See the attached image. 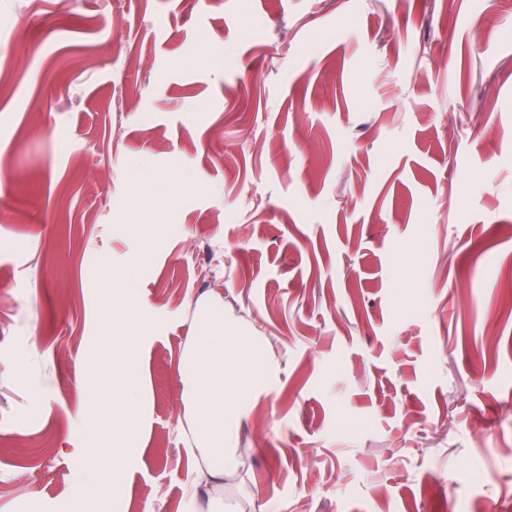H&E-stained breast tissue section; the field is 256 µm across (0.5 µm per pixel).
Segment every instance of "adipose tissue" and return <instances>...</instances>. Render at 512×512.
I'll return each instance as SVG.
<instances>
[{"instance_id": "ef3b65f1", "label": "adipose tissue", "mask_w": 512, "mask_h": 512, "mask_svg": "<svg viewBox=\"0 0 512 512\" xmlns=\"http://www.w3.org/2000/svg\"><path fill=\"white\" fill-rule=\"evenodd\" d=\"M107 288L117 289L107 308L104 327L111 341L102 351L107 380L91 390L89 408H103L112 417V444L87 453L80 483L85 499L97 501L120 483L127 450L125 440L139 409L140 378L134 370L140 339L153 324L142 313L132 268L107 271ZM195 334L182 358L190 455L196 462L194 486L223 488L238 469L234 440L246 411V395L269 372L265 347L240 325L227 322L223 306L202 301L194 309Z\"/></svg>"}]
</instances>
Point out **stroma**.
<instances>
[{
    "mask_svg": "<svg viewBox=\"0 0 512 512\" xmlns=\"http://www.w3.org/2000/svg\"><path fill=\"white\" fill-rule=\"evenodd\" d=\"M488 110L512 132V0H0V512H71L110 444L78 411L134 224L129 512L189 508L201 299L273 365L224 512H512V140Z\"/></svg>",
    "mask_w": 512,
    "mask_h": 512,
    "instance_id": "1",
    "label": "stroma"
}]
</instances>
